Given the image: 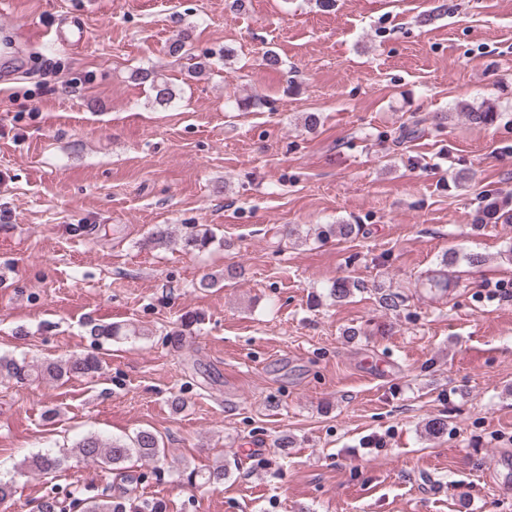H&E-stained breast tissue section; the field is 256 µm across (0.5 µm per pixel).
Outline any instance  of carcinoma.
<instances>
[{
	"label": "carcinoma",
	"instance_id": "cac0c4a2",
	"mask_svg": "<svg viewBox=\"0 0 512 512\" xmlns=\"http://www.w3.org/2000/svg\"><path fill=\"white\" fill-rule=\"evenodd\" d=\"M193 31L191 28L184 29L180 35L168 45V55L179 61L186 59L191 61L190 73L199 76L206 69V60L228 58L226 49L209 50L200 58L195 60L192 54ZM137 77L143 82L150 83L154 91V102L159 105H168L175 99V92L172 86L158 77L155 69H143L138 72ZM462 111L467 118L476 124H491L498 118V112L490 103L483 102L474 107L462 106ZM360 232L358 224H328L314 229L316 238L321 239L327 236H339L349 238ZM215 235L213 231L203 225H196L191 230L180 236L182 248L187 251L203 250L213 244ZM136 330L119 323H97L91 328V335L95 340L110 341L119 336H131ZM101 360L93 354L70 357L64 360H47L41 363L29 362L26 359L0 356V377L15 379L17 381L29 380H52L60 381L71 377H94L101 370ZM163 453L160 439L149 429L137 432L127 439H114L104 442L95 435H87L79 440L76 445L62 453L47 451L36 454L24 460L23 465L27 470L42 475H51L61 470L69 455H74L84 461L99 466L106 472L121 469L122 464L137 457L144 461H153ZM229 474L225 465L220 464L215 468L200 472L191 470L186 476L190 483L202 481L210 483L221 481ZM77 509L79 512H163V505L154 500L142 499L136 503L127 500L124 495H116L103 489L94 495L87 494L84 489L75 488L58 496L53 492L44 497L38 505V512H72Z\"/></svg>",
	"mask_w": 512,
	"mask_h": 512
}]
</instances>
